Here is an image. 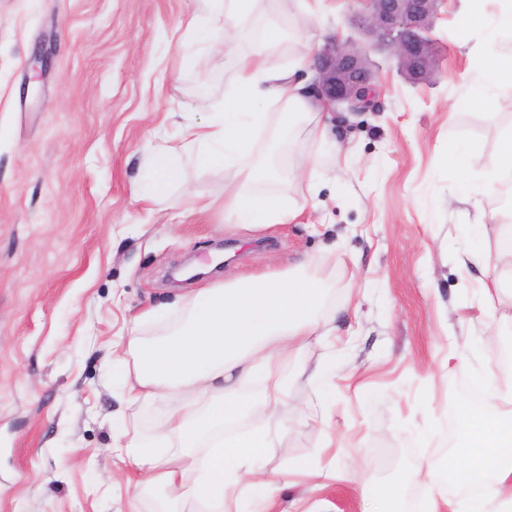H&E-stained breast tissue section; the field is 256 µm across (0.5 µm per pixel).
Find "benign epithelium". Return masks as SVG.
<instances>
[{
	"mask_svg": "<svg viewBox=\"0 0 512 512\" xmlns=\"http://www.w3.org/2000/svg\"><path fill=\"white\" fill-rule=\"evenodd\" d=\"M355 22L371 46L395 59L413 83L430 81L439 46L431 35L442 0H360ZM311 97L328 108H373L376 73L366 47L352 38L333 37L312 58Z\"/></svg>",
	"mask_w": 512,
	"mask_h": 512,
	"instance_id": "benign-epithelium-1",
	"label": "benign epithelium"
}]
</instances>
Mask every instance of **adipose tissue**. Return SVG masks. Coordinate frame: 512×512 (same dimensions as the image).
<instances>
[{
	"label": "adipose tissue",
	"instance_id": "obj_1",
	"mask_svg": "<svg viewBox=\"0 0 512 512\" xmlns=\"http://www.w3.org/2000/svg\"><path fill=\"white\" fill-rule=\"evenodd\" d=\"M498 13H488L484 0H464L467 25L487 33L482 84L471 97L481 106L497 105L496 89L512 87V49L497 47L501 31L512 32V0H500ZM301 81L270 67L264 49L241 62L236 84L222 110L189 125L187 145L203 163L238 165L257 137L269 101L283 106L289 126H297L313 110L301 93ZM295 210L274 194L224 195V218L234 224L261 226L287 223ZM500 247L475 243L466 252L486 274L512 272V225L500 224ZM323 284L302 274L266 271L242 276L217 288L200 290L187 316L170 334L151 343L130 336L133 368L125 372L127 394L137 401L163 399L168 413L150 435L115 444L148 483L175 487L193 480V495L203 512H241L245 492L240 477L255 473L264 432L225 441L224 427L252 410L235 388L258 379L280 390V366L318 338V312ZM456 425L465 444L448 462L427 466L434 487L429 512H503L512 506V392H492L484 407L460 405Z\"/></svg>",
	"mask_w": 512,
	"mask_h": 512
}]
</instances>
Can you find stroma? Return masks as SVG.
I'll return each instance as SVG.
<instances>
[{"instance_id":"35a3bbf8","label":"stroma","mask_w":512,"mask_h":512,"mask_svg":"<svg viewBox=\"0 0 512 512\" xmlns=\"http://www.w3.org/2000/svg\"><path fill=\"white\" fill-rule=\"evenodd\" d=\"M357 7L258 0L249 16L213 19L204 0H0V512H196L189 487L128 484L112 438L151 433L166 407L128 399L112 352L146 311L171 315L144 323L145 341L198 289L294 268L324 282L319 318L335 332L289 359L274 415L238 427L267 435L258 478L279 487L270 512H363L398 483L424 512L415 470L447 460L449 405L484 374L512 377L499 362L512 273L487 292L481 267L462 260L473 241L498 246L482 211L512 212L508 189L472 192L512 129V89H498L496 108L469 99L485 34L466 25L462 0L439 8L430 83L411 84L373 49L376 111L322 112L286 136L282 105L269 107L245 160L280 173L249 190L300 204L288 223H225L235 171L192 153L176 181L145 187L147 164L199 120L197 104L223 106L268 25L283 39L267 60L285 69L352 36ZM195 18L210 29L201 51ZM40 51L48 65L32 69ZM311 156L312 182L297 170ZM223 248L230 265L169 280ZM306 364L329 370L314 379Z\"/></svg>"}]
</instances>
